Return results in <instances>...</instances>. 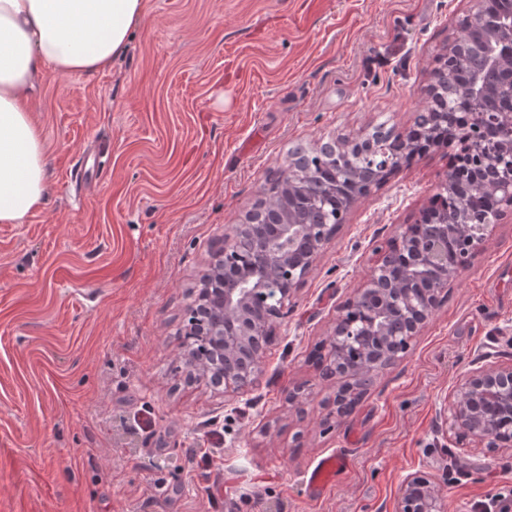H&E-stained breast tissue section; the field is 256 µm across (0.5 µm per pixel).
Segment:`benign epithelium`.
Returning <instances> with one entry per match:
<instances>
[{
  "label": "benign epithelium",
  "instance_id": "7a95c632",
  "mask_svg": "<svg viewBox=\"0 0 512 512\" xmlns=\"http://www.w3.org/2000/svg\"><path fill=\"white\" fill-rule=\"evenodd\" d=\"M478 43L485 56L464 86L435 72L414 128L423 135L437 126L448 137H464L469 161L446 176L442 190L458 186L486 194L496 202V220L466 211L440 214L421 209L416 221L400 227L396 237L377 247L380 255L370 275L342 308L373 310V320L358 333L338 315L321 345L322 380L333 385L331 409L321 432L347 417L349 394L402 359L438 310L448 283L470 266L495 224L512 213V13H494L481 0L462 34L448 43L445 60L453 66L463 47ZM411 143L383 127L355 137L319 139L289 149L281 177L294 176L312 156L337 160L331 186L346 209L366 195L370 185L354 181L351 169L364 156L407 163ZM342 228L293 217L272 225L273 241L258 247L248 225L224 231L221 245L193 292L180 335L185 380L206 386L226 398L245 395L258 382L265 346L288 305L316 266L326 246ZM450 429L461 440L488 449L512 447V362L480 367L456 382L449 406ZM397 512H445L444 496L422 471L408 474L399 487Z\"/></svg>",
  "mask_w": 512,
  "mask_h": 512
}]
</instances>
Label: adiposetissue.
Wrapping results in <instances>:
<instances>
[{
    "label": "adipose tissue",
    "mask_w": 512,
    "mask_h": 512,
    "mask_svg": "<svg viewBox=\"0 0 512 512\" xmlns=\"http://www.w3.org/2000/svg\"><path fill=\"white\" fill-rule=\"evenodd\" d=\"M149 0H0V224H21L48 196L44 134L25 105L44 68L111 67Z\"/></svg>",
    "instance_id": "ef3b65f1"
}]
</instances>
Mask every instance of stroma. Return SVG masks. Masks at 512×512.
<instances>
[{
	"instance_id": "35a3bbf8",
	"label": "stroma",
	"mask_w": 512,
	"mask_h": 512,
	"mask_svg": "<svg viewBox=\"0 0 512 512\" xmlns=\"http://www.w3.org/2000/svg\"><path fill=\"white\" fill-rule=\"evenodd\" d=\"M474 0H150L111 68L45 70L28 106L46 207L0 224V512H395L422 471L447 512L512 505V448L449 440L462 373L512 361V216L451 282L405 358L329 434L309 358L375 249L438 193L455 143L361 198L292 299L258 385L233 402L182 377L190 291L289 147L403 132ZM105 145L89 188L80 150ZM312 393L303 411L289 387ZM342 470L310 498L313 464ZM89 159L90 155L88 154H84L78 158L72 176L75 178L76 182L88 184L100 176L102 172L100 161L95 160L94 163L91 164L89 163Z\"/></svg>"
}]
</instances>
